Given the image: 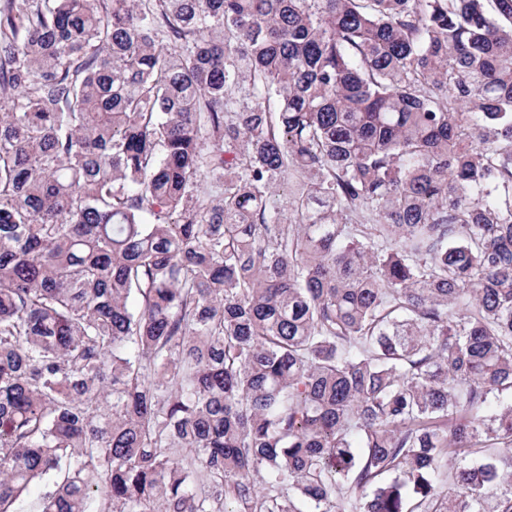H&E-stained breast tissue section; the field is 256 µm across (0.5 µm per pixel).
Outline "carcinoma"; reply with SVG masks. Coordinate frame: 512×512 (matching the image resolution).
<instances>
[{
  "mask_svg": "<svg viewBox=\"0 0 512 512\" xmlns=\"http://www.w3.org/2000/svg\"><path fill=\"white\" fill-rule=\"evenodd\" d=\"M0 95V512H512V0H0ZM49 490L46 481H36L32 483L28 490L16 502L15 509L18 512H36L40 499Z\"/></svg>",
  "mask_w": 512,
  "mask_h": 512,
  "instance_id": "carcinoma-1",
  "label": "carcinoma"
}]
</instances>
